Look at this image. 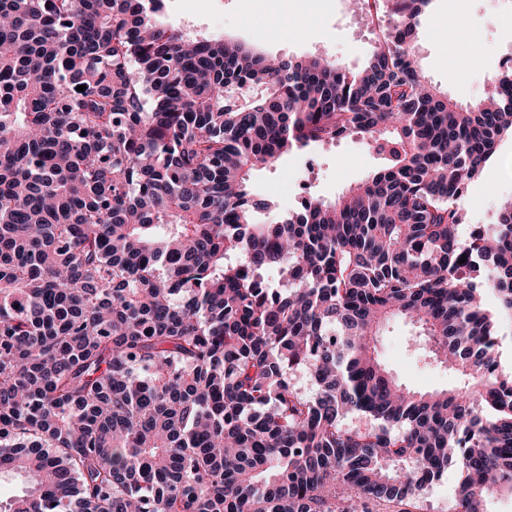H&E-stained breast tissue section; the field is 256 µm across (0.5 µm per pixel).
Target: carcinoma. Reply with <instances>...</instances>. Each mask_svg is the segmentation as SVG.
I'll use <instances>...</instances> for the list:
<instances>
[{"label": "carcinoma", "mask_w": 512, "mask_h": 512, "mask_svg": "<svg viewBox=\"0 0 512 512\" xmlns=\"http://www.w3.org/2000/svg\"><path fill=\"white\" fill-rule=\"evenodd\" d=\"M162 2L0 0V475L24 483L0 512H417L450 463L458 512H488L512 199L465 235L459 200L512 137V70L442 95L413 44L431 0H393L357 71L164 28ZM348 136L386 163L333 201L251 199ZM398 318L457 385L396 381Z\"/></svg>", "instance_id": "carcinoma-1"}]
</instances>
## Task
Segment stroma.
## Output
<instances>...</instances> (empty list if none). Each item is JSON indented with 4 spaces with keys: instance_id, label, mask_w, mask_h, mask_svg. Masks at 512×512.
I'll return each instance as SVG.
<instances>
[{
    "instance_id": "obj_1",
    "label": "stroma",
    "mask_w": 512,
    "mask_h": 512,
    "mask_svg": "<svg viewBox=\"0 0 512 512\" xmlns=\"http://www.w3.org/2000/svg\"><path fill=\"white\" fill-rule=\"evenodd\" d=\"M509 11L512 0H434L414 39L423 74L458 104L483 96L488 76L500 71L502 56L512 50V24L504 19ZM257 12L269 14L267 26L254 23ZM164 20L203 35L258 44L274 57L325 53L352 70L367 62L375 45L368 20L351 10L347 0H165ZM447 24L452 25L457 42L451 52L442 49L438 38ZM510 158L512 138L506 137L460 200L469 223L493 221L498 199L512 197V173L501 169L502 161ZM380 162L358 137L344 139L327 150H295L254 171L252 197L285 210L297 209L309 196L332 200L363 180ZM415 334V329L402 321L386 327L378 338V350L387 369L415 391L454 385L451 373L411 346ZM459 482L458 469L449 467L423 491L420 512H457Z\"/></svg>"
}]
</instances>
